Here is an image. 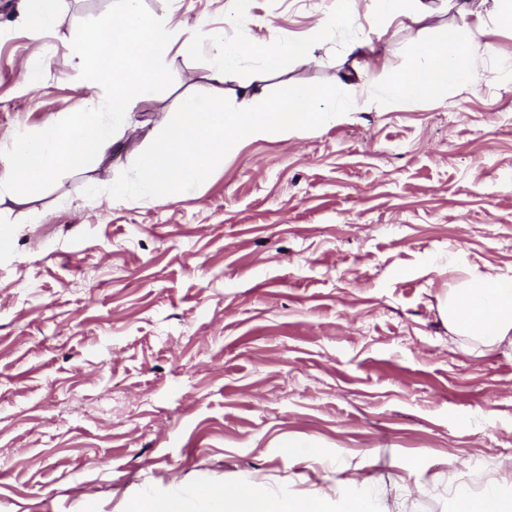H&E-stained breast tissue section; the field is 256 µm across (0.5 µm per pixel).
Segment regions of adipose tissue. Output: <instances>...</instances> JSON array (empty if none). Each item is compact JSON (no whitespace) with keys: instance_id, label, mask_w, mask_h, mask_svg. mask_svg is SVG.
Wrapping results in <instances>:
<instances>
[{"instance_id":"ef3b65f1","label":"adipose tissue","mask_w":512,"mask_h":512,"mask_svg":"<svg viewBox=\"0 0 512 512\" xmlns=\"http://www.w3.org/2000/svg\"><path fill=\"white\" fill-rule=\"evenodd\" d=\"M339 27L350 31L352 52H362L368 46L365 25L350 10L349 0H336L335 10L319 18L312 40L281 41L271 35L230 42L212 30L205 31L201 39L209 47L212 77L220 82L247 58L262 75L279 68L288 58L311 61L319 39ZM447 41L443 48L421 46L410 68L387 80V97L433 98L448 84H469L484 47L477 38H463L455 30L449 31ZM241 95L242 103L235 108L221 99L202 102L185 98L179 112L160 126L152 147L141 155L135 184L113 186V197L123 198L137 190L155 201H168L180 189L206 182L230 141L284 136L348 108L347 87L341 82L319 90L289 83L272 101L255 100L253 87L247 83ZM439 311L454 335L478 337L486 346H512L511 277L485 275L464 280L459 287L449 289ZM205 503L211 512H325L321 498H284L255 483L241 490H211Z\"/></svg>"}]
</instances>
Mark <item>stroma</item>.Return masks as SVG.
<instances>
[{"label":"stroma","instance_id":"obj_1","mask_svg":"<svg viewBox=\"0 0 512 512\" xmlns=\"http://www.w3.org/2000/svg\"><path fill=\"white\" fill-rule=\"evenodd\" d=\"M334 0H145L172 28L228 41L308 39ZM398 17L367 56L337 29L264 77L352 87L357 107L288 136L241 140L165 203L111 197L187 94L241 102L203 43L164 53L103 158L0 204V512H128L149 495L202 507L209 488L265 483L342 512H455L457 491L512 496V350L452 335L438 304L469 273L512 276V26L488 29L469 86L386 99L460 16ZM113 0H61L34 31L0 0V149L101 94L65 61ZM303 448L287 454L288 440Z\"/></svg>","mask_w":512,"mask_h":512}]
</instances>
